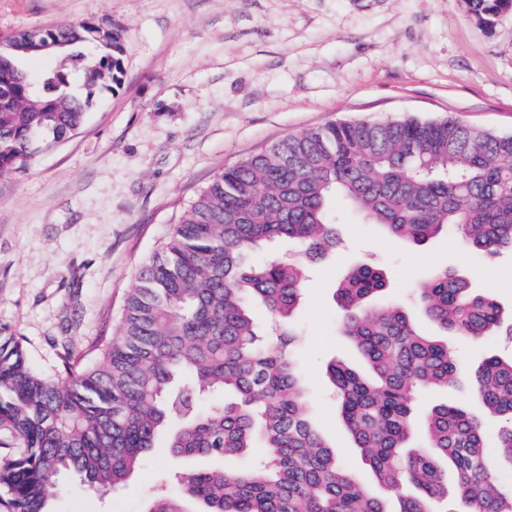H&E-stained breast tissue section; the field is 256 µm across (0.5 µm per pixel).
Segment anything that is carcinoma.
Listing matches in <instances>:
<instances>
[{
  "label": "carcinoma",
  "mask_w": 512,
  "mask_h": 512,
  "mask_svg": "<svg viewBox=\"0 0 512 512\" xmlns=\"http://www.w3.org/2000/svg\"><path fill=\"white\" fill-rule=\"evenodd\" d=\"M490 29L512 0H463ZM59 66L33 79L15 37L0 42V175L27 171L36 152L73 135L100 92L120 85L123 33L107 20L48 29ZM388 236L416 246L452 233L490 258L512 252V135L452 116L342 120L284 138L216 174L127 289L115 337L93 363L58 354L59 379L29 365L24 340L0 325V447L24 452L0 466V512H56L58 478L110 490L162 446L188 466L176 495L144 512H512V355H485L471 372L481 411L419 394L456 382L448 343L419 332L384 302L385 274L353 268L335 296L340 334L369 374L341 361L325 371L344 425L382 494L359 482L313 427L297 367L292 315L305 264L340 240L336 200ZM274 239L297 259L249 256ZM445 333L471 341L512 336L494 294L447 269L412 292ZM261 303L271 326H256ZM501 423L487 440L483 414ZM265 449L232 475L217 464ZM208 461L207 467L194 465ZM447 467H442V463Z\"/></svg>",
  "instance_id": "carcinoma-1"
}]
</instances>
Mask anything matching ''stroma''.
Masks as SVG:
<instances>
[{"instance_id": "stroma-1", "label": "stroma", "mask_w": 512, "mask_h": 512, "mask_svg": "<svg viewBox=\"0 0 512 512\" xmlns=\"http://www.w3.org/2000/svg\"><path fill=\"white\" fill-rule=\"evenodd\" d=\"M90 19L123 30L121 85L29 170L0 176V324L23 337L31 367L49 377L61 343L82 362L95 359L138 268L211 178L245 157L350 118L451 115L512 134V11L488 31L461 0H0V39ZM331 218L341 244L303 290L298 361L315 428L368 484L325 374L334 357L362 365L338 334V283L369 262L386 274V300L405 303L450 269L491 288L508 315L512 257L483 265L450 234L422 246L388 238L340 202ZM449 344L461 380L425 392L420 411L469 399V373L485 352L512 354L503 341ZM175 467L159 448L114 492L62 479L55 507L142 512Z\"/></svg>"}]
</instances>
